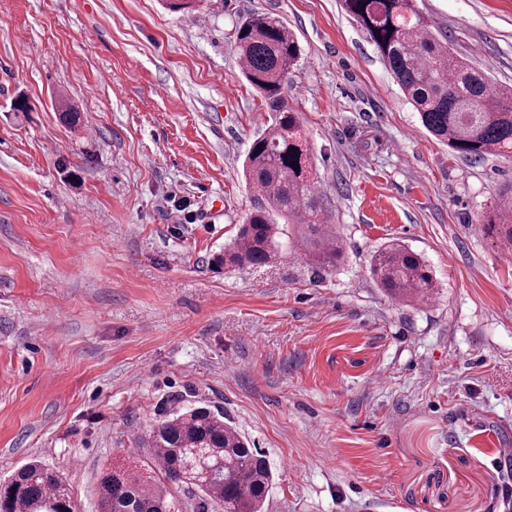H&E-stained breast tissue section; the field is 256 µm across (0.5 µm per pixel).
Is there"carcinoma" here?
Masks as SVG:
<instances>
[{
  "label": "carcinoma",
  "instance_id": "carcinoma-1",
  "mask_svg": "<svg viewBox=\"0 0 512 512\" xmlns=\"http://www.w3.org/2000/svg\"><path fill=\"white\" fill-rule=\"evenodd\" d=\"M368 36L421 124L465 158L512 156V86H498L434 35L415 0H341ZM241 73L272 112V123L252 143L243 173L253 208L221 261L234 267L278 260L284 226L297 227L292 247L319 270H332L343 246L330 230L327 207L313 175L299 113L288 106L284 83L301 56L297 38L279 19L254 12L235 28ZM512 247V192L487 221ZM370 273L398 299L425 302L436 283L425 261L392 243L374 252ZM139 465L109 464L97 476L99 512H175L182 495L197 508L261 512L273 480L266 457L249 447L224 412L208 407L175 411L156 422ZM0 512H75L60 471L30 462L0 481Z\"/></svg>",
  "mask_w": 512,
  "mask_h": 512
}]
</instances>
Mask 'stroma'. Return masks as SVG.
Returning <instances> with one entry per match:
<instances>
[{"instance_id": "obj_1", "label": "stroma", "mask_w": 512, "mask_h": 512, "mask_svg": "<svg viewBox=\"0 0 512 512\" xmlns=\"http://www.w3.org/2000/svg\"><path fill=\"white\" fill-rule=\"evenodd\" d=\"M512 84V0H417ZM254 12L302 58L299 112L345 245L215 257L252 210L242 164L271 123L232 42ZM30 109L16 111L17 100ZM512 157L422 126L338 0H0V478L31 460L96 512L104 464L173 408L223 410L274 472L264 512H512V256L486 233ZM398 242L438 290L389 298Z\"/></svg>"}]
</instances>
